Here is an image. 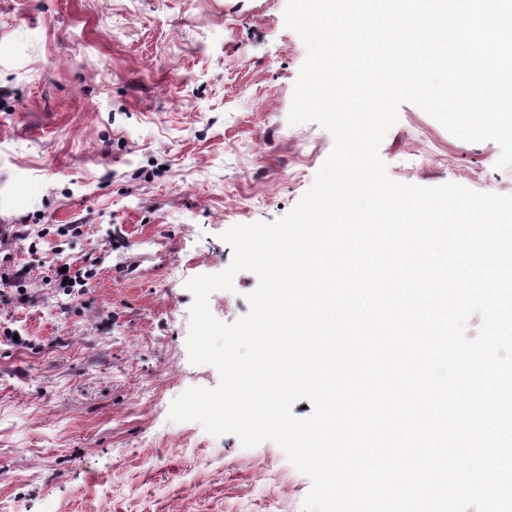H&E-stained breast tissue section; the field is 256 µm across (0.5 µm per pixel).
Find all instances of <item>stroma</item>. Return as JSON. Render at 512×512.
<instances>
[{
  "label": "stroma",
  "mask_w": 512,
  "mask_h": 512,
  "mask_svg": "<svg viewBox=\"0 0 512 512\" xmlns=\"http://www.w3.org/2000/svg\"><path fill=\"white\" fill-rule=\"evenodd\" d=\"M286 3L0 0V229L48 231L11 242L31 273L0 297L25 339L0 340V512H302L311 481L275 442L169 417L220 380L189 359L186 281L229 266L231 227L289 213L334 145L288 121L306 48ZM379 154L398 183L512 194L497 143L410 102ZM63 261L94 264L86 295L54 282ZM256 287L238 272L212 314L244 317Z\"/></svg>",
  "instance_id": "stroma-1"
}]
</instances>
